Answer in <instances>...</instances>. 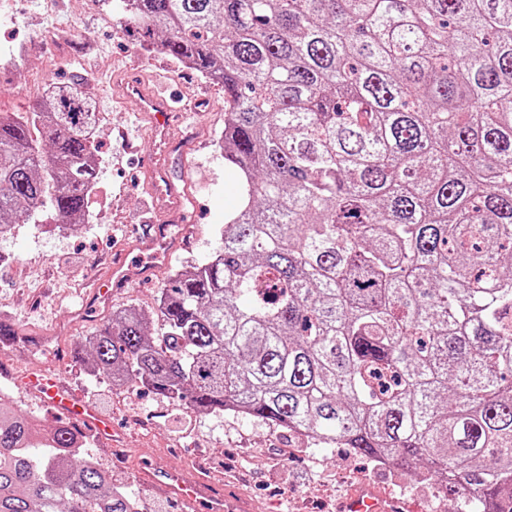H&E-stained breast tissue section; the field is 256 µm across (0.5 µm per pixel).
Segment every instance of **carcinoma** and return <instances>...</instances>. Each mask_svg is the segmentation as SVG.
<instances>
[{
  "mask_svg": "<svg viewBox=\"0 0 512 512\" xmlns=\"http://www.w3.org/2000/svg\"><path fill=\"white\" fill-rule=\"evenodd\" d=\"M224 87L223 246L86 367L512 512V0H125ZM98 112L0 114V238L90 215ZM83 435L0 410V512H139Z\"/></svg>",
  "mask_w": 512,
  "mask_h": 512,
  "instance_id": "carcinoma-1",
  "label": "carcinoma"
}]
</instances>
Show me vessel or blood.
<instances>
[{
  "label": "vessel or blood",
  "instance_id": "1",
  "mask_svg": "<svg viewBox=\"0 0 512 512\" xmlns=\"http://www.w3.org/2000/svg\"><path fill=\"white\" fill-rule=\"evenodd\" d=\"M123 94L135 100L139 106L148 139L152 145V157L146 173L148 194L154 205L152 225L156 237L165 236L167 227L162 220L166 215L181 211V195L176 191L168 174V162L180 151V142L171 134V119L175 112V99L146 82H128L122 86ZM141 270L127 264L125 257L113 258L112 266L102 283L93 288L91 300L106 302L111 298V286L125 284L141 277ZM33 390L58 414L68 418L78 428H91L100 437H108L111 431L107 416L97 412L77 393L68 390L54 370L45 369L27 379ZM148 478L161 486L169 495L179 499L196 512L200 503H207L210 512H249L248 505L240 500L213 492L201 477L185 475L156 466L148 471ZM379 492L370 484H360L351 488L342 500L338 512H379Z\"/></svg>",
  "mask_w": 512,
  "mask_h": 512
}]
</instances>
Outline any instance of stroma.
<instances>
[{
    "label": "stroma",
    "mask_w": 512,
    "mask_h": 512,
    "mask_svg": "<svg viewBox=\"0 0 512 512\" xmlns=\"http://www.w3.org/2000/svg\"><path fill=\"white\" fill-rule=\"evenodd\" d=\"M42 39H33L34 31ZM0 112H26L48 85L76 84L101 114L99 174L93 216L73 233L47 220L17 224L0 239V319L18 326L26 342L0 347V389L12 407L37 416L45 429L60 417L21 386L30 373L55 368L62 381L112 420L111 439L88 448L112 481L139 500L143 512H185L160 486L146 482L154 464L184 474L207 466L216 485L254 512H336L357 484L407 499L413 512H457L458 501L425 480L371 463L347 448L319 449L287 430L244 415L193 412L149 393L87 374L79 358L86 337L113 308L153 312L161 288L180 268L206 260L220 247L224 216L238 205V185L224 159V91L200 73L142 46L140 33L107 18L100 0H0ZM166 83L184 92L188 117L178 127L187 150L169 164L184 201L182 222L169 225V261L151 263L135 249L148 199L142 164L149 150L135 102L115 96L117 78ZM148 267L146 277L115 288L112 300L84 306L91 279L105 276L115 256Z\"/></svg>",
    "instance_id": "stroma-1"
}]
</instances>
